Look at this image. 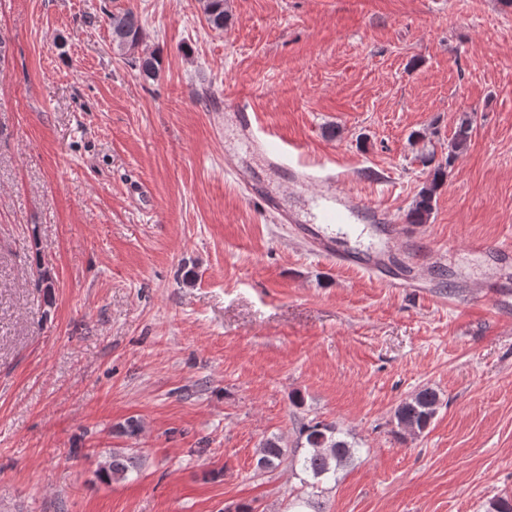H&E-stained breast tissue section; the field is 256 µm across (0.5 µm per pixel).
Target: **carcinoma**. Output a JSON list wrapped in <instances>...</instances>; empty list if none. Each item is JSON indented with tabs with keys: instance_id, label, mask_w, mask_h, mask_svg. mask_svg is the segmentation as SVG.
Wrapping results in <instances>:
<instances>
[{
	"instance_id": "obj_1",
	"label": "carcinoma",
	"mask_w": 512,
	"mask_h": 512,
	"mask_svg": "<svg viewBox=\"0 0 512 512\" xmlns=\"http://www.w3.org/2000/svg\"><path fill=\"white\" fill-rule=\"evenodd\" d=\"M203 11L208 25L214 30L224 29L227 13L224 0H203ZM112 46L116 53L124 56L134 52L144 37V29L138 16L131 10L117 12L109 17ZM139 70L147 79L154 78L159 70V59L150 54L139 58ZM473 129V116L464 113L457 123L453 136L448 141V157L445 162L434 164V154H421L422 163L431 167L432 179L419 192L407 219L412 224L427 222L436 191L442 184L448 166L467 146ZM439 397L436 391L425 388L396 410L397 425L404 430L421 432L434 418ZM299 438L305 439L308 451L298 458H292L291 466L306 475L303 483L314 489L324 480L336 478V471L357 453L358 448L341 437V432L332 424L311 421L299 429ZM285 450L279 439L272 437L262 441L258 451L256 468L261 471L275 469L285 462ZM134 457L125 450L114 449L107 466L102 470L105 479H125L134 469Z\"/></svg>"
}]
</instances>
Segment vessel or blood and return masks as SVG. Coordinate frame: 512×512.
<instances>
[{"mask_svg": "<svg viewBox=\"0 0 512 512\" xmlns=\"http://www.w3.org/2000/svg\"><path fill=\"white\" fill-rule=\"evenodd\" d=\"M229 119L239 144L258 156L268 170L290 178L301 188L312 189L305 213L291 209L266 182L250 180L249 200L259 202L264 211L277 213L282 223L291 225L302 242L330 260L365 271L376 270L379 259L395 249L400 229L390 210L339 190L345 176L335 168L320 163L308 165L301 159L297 145L263 132L248 103L227 102ZM362 219L376 228L381 239L366 249L349 246L337 240L330 227Z\"/></svg>", "mask_w": 512, "mask_h": 512, "instance_id": "vessel-or-blood-1", "label": "vessel or blood"}]
</instances>
